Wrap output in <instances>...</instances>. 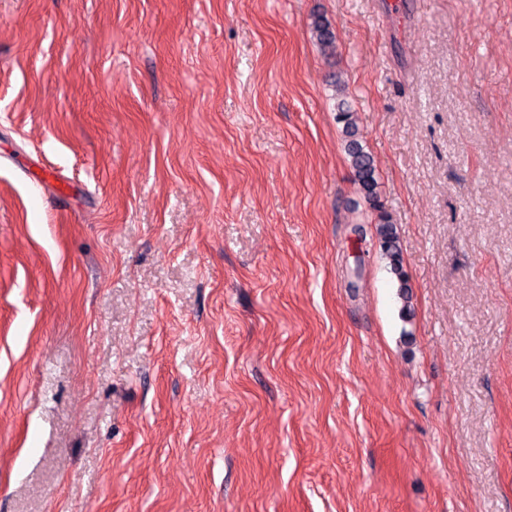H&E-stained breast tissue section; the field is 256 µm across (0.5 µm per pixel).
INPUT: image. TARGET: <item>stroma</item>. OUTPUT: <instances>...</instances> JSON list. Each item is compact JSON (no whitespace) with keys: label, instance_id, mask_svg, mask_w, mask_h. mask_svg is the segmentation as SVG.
Instances as JSON below:
<instances>
[{"label":"stroma","instance_id":"35a3bbf8","mask_svg":"<svg viewBox=\"0 0 512 512\" xmlns=\"http://www.w3.org/2000/svg\"><path fill=\"white\" fill-rule=\"evenodd\" d=\"M0 512H512V0H0ZM312 34L324 55L333 56L336 54V35L331 23L324 16L317 15L314 17ZM331 86L335 92L336 119L342 124L344 151L357 186L360 200L375 212V235L380 247V256L386 262L398 288L402 301L401 312L407 318L412 314V287L404 267L403 248L393 223L392 216L381 201L377 167L374 157L367 150L360 132L355 108L348 92V83L341 73H334Z\"/></svg>","mask_w":512,"mask_h":512}]
</instances>
